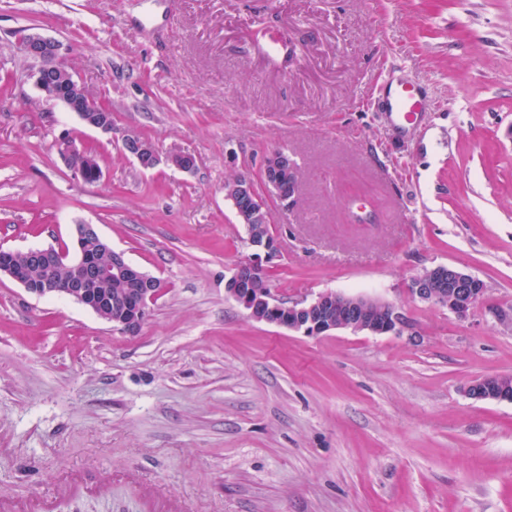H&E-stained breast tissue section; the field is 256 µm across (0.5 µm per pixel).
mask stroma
Returning <instances> with one entry per match:
<instances>
[{
    "label": "stroma",
    "mask_w": 512,
    "mask_h": 512,
    "mask_svg": "<svg viewBox=\"0 0 512 512\" xmlns=\"http://www.w3.org/2000/svg\"><path fill=\"white\" fill-rule=\"evenodd\" d=\"M27 29L63 42L111 134L38 91ZM401 64L431 104L403 128L374 105ZM130 132L195 171L142 169ZM279 149L299 188L269 204L273 294L384 300L401 334L307 336L226 295L252 250L224 179ZM77 224L165 288L128 336L0 278V512H512V403L464 393L512 375V0H0V249ZM437 265L486 283L466 318L409 294ZM59 155L67 165V167L83 181L90 171L94 173L96 182L101 177V169L93 165L91 159L87 155V149L79 145L75 138L70 135L62 136L58 140Z\"/></svg>",
    "instance_id": "stroma-1"
}]
</instances>
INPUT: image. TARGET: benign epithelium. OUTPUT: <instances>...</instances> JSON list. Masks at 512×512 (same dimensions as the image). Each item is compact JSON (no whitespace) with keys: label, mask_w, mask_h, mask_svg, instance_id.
Segmentation results:
<instances>
[{"label":"benign epithelium","mask_w":512,"mask_h":512,"mask_svg":"<svg viewBox=\"0 0 512 512\" xmlns=\"http://www.w3.org/2000/svg\"><path fill=\"white\" fill-rule=\"evenodd\" d=\"M17 47L24 57L34 63L31 77L38 90L49 100L61 102L75 113L87 126L105 134L112 133V109L101 99L87 95L84 86L72 74L59 81L51 62L61 58L62 45L55 39L35 32L20 34ZM144 169H152L161 163L172 165L182 172L196 169L194 156L184 153L162 155L149 141L136 134L129 135L123 145ZM59 155L67 167L78 177L86 178L88 172L101 177V170L93 165L87 149L76 139L65 135L58 140ZM296 172L293 158L284 151L267 155L260 168L258 180L246 179L237 185L238 193L228 196L232 204L237 199L252 197L279 201L284 207L292 205L295 194L284 193L282 177ZM75 253L67 247L30 248L25 250L28 260L48 268L65 267L73 272L66 287L47 277L32 281L25 267L14 260L12 252H0V277L6 276L37 297L63 296L89 309L124 334H137L144 322L150 305L161 294L164 284L156 277L132 263L124 253L113 250L99 234L94 224L73 225ZM111 254V261L98 263L87 251L89 245ZM254 248L253 257L238 264L225 283V293L239 303L249 316L259 322L300 332L306 336L327 335L349 328L371 334L398 333L407 321L392 304L360 296L327 291L311 301L280 302L270 291L258 292L255 281L264 279L268 270L263 261L270 260L277 250L276 239L267 237L261 241L248 240ZM117 278L125 284L115 296L104 294L92 283ZM485 282L456 267L440 265L427 268L415 276L409 285L410 294L422 301L448 308L464 317L485 296ZM465 393L477 401L512 402V387L497 376L471 382Z\"/></svg>","instance_id":"7a95c632"}]
</instances>
